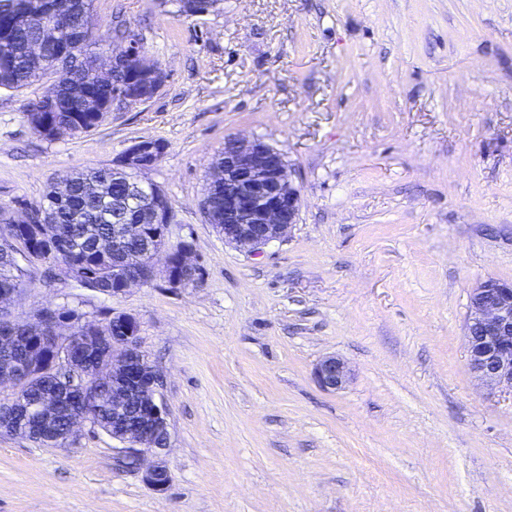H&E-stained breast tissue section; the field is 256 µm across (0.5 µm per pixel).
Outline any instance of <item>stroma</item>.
<instances>
[{"mask_svg":"<svg viewBox=\"0 0 512 512\" xmlns=\"http://www.w3.org/2000/svg\"><path fill=\"white\" fill-rule=\"evenodd\" d=\"M94 34H135L165 72L96 130L39 136L50 79L0 88V206L43 199L141 139L145 179L192 240L202 283L107 297L33 266L11 311L69 305L140 323L160 372L166 491L84 426L66 447L0 433V512H512V393L479 385L464 322L512 283V0H93ZM229 136L279 150L299 187L288 238L251 254L201 208ZM343 358L348 386L313 368ZM164 152V145L159 141L152 139L138 140L122 156L117 167L143 173L155 167ZM314 377L321 388L336 392L345 389L350 381L351 372L342 358L331 354L318 361L314 368Z\"/></svg>","mask_w":512,"mask_h":512,"instance_id":"1","label":"stroma"}]
</instances>
